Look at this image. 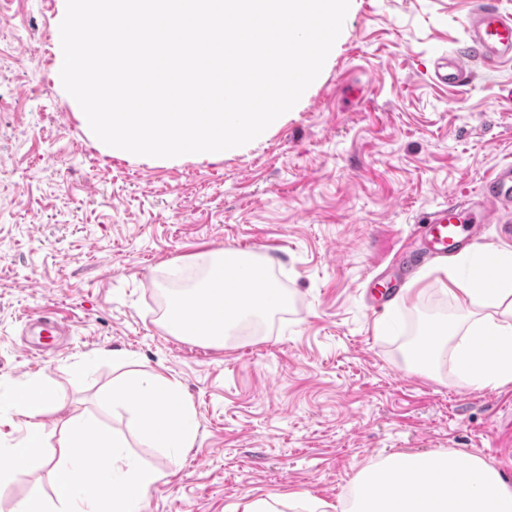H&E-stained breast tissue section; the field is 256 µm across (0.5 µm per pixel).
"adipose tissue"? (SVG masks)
<instances>
[{"label":"adipose tissue","mask_w":512,"mask_h":512,"mask_svg":"<svg viewBox=\"0 0 512 512\" xmlns=\"http://www.w3.org/2000/svg\"><path fill=\"white\" fill-rule=\"evenodd\" d=\"M458 263L468 268V276L458 278L454 268H446L444 287L458 301L456 312L429 329L410 348L407 361L433 372L452 366L461 386L512 385V279L500 274L512 266V250L490 258L479 247ZM256 266L242 250L210 254L202 280L191 292L170 298L161 320L165 331L220 348L241 324L283 306L286 297L280 289L253 288ZM198 298L211 307L210 326L203 332L185 326L181 317ZM97 403L105 409L122 406L133 417L135 435L149 447L175 454L196 438L195 412L180 382L162 373L147 372L102 391ZM10 405L27 431L16 443L0 448V492L22 482L38 459L49 437L45 417L68 411L67 399L41 380L24 383ZM68 413L52 466L51 496L25 497L12 512H141L165 472L125 453L124 441L98 428L87 414ZM91 456L97 467L90 473L84 462ZM90 481L97 486L92 495L84 491ZM341 512H512V478L464 450L392 454L358 474Z\"/></svg>","instance_id":"adipose-tissue-1"}]
</instances>
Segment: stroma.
<instances>
[{
	"label": "stroma",
	"instance_id": "obj_1",
	"mask_svg": "<svg viewBox=\"0 0 512 512\" xmlns=\"http://www.w3.org/2000/svg\"><path fill=\"white\" fill-rule=\"evenodd\" d=\"M472 2L351 0L294 108L212 163L103 154L54 83L58 0H19L0 45V395L48 380L163 469L143 512H243L291 492L335 503L397 453L465 450L503 468L512 386L406 361L409 336L456 307L439 260L387 334L368 301L371 271L421 218L512 164V64L462 88L435 75L463 47ZM44 84L52 95L33 99ZM252 243L286 307L221 349L167 334L171 265L191 281L203 255ZM130 370L181 383L197 435L180 456L141 444L123 409L98 410Z\"/></svg>",
	"mask_w": 512,
	"mask_h": 512
}]
</instances>
